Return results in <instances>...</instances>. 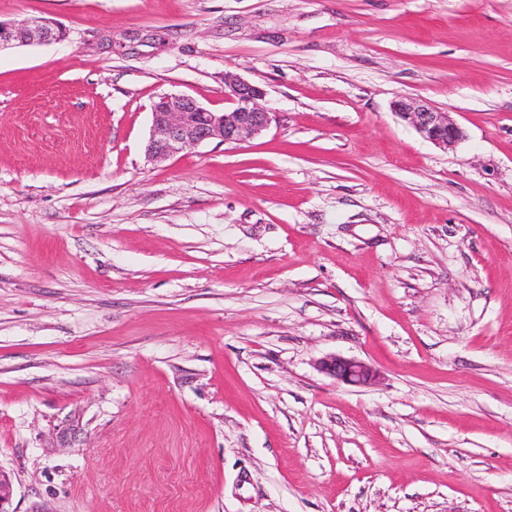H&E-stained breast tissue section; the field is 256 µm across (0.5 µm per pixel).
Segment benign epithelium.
Returning a JSON list of instances; mask_svg holds the SVG:
<instances>
[{
  "instance_id": "obj_1",
  "label": "benign epithelium",
  "mask_w": 512,
  "mask_h": 512,
  "mask_svg": "<svg viewBox=\"0 0 512 512\" xmlns=\"http://www.w3.org/2000/svg\"><path fill=\"white\" fill-rule=\"evenodd\" d=\"M65 37V30L44 16L33 15L15 22L0 21V49L60 41ZM227 88L233 107L224 112H213L185 95L160 97L152 108L148 157L161 162L181 150L213 139L239 142L260 134L271 124L273 113L262 104L263 88L238 78L229 80ZM393 108L403 121L440 147L453 146L464 136L448 113L439 111L423 99L401 97L395 100ZM321 369L336 381L351 386H366L376 377L367 364L340 356L324 359ZM12 494L10 477L0 469V512H9L5 505Z\"/></svg>"
}]
</instances>
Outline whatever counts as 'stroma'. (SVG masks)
<instances>
[{
    "instance_id": "35a3bbf8",
    "label": "stroma",
    "mask_w": 512,
    "mask_h": 512,
    "mask_svg": "<svg viewBox=\"0 0 512 512\" xmlns=\"http://www.w3.org/2000/svg\"><path fill=\"white\" fill-rule=\"evenodd\" d=\"M31 15L68 37L0 51L10 512H512V0ZM228 77L268 128L150 161L154 102ZM393 108L403 121L440 147L454 146L464 136L463 130L449 119L448 113L440 112L423 99L401 97L395 100ZM321 369L336 381L351 386H366L376 377L373 369L364 362L340 356L324 359Z\"/></svg>"
}]
</instances>
